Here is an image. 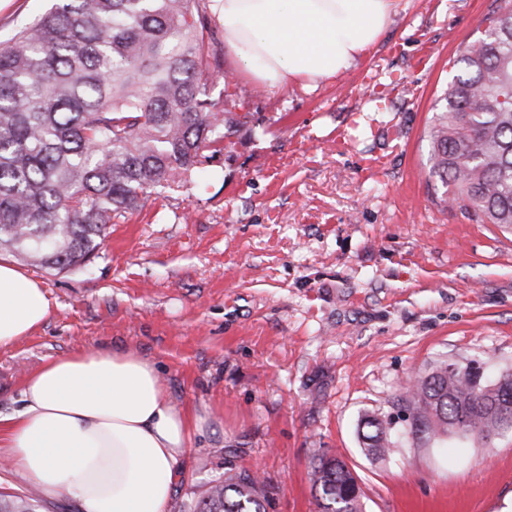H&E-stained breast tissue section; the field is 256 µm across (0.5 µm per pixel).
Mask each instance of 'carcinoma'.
I'll return each mask as SVG.
<instances>
[{
  "label": "carcinoma",
  "mask_w": 512,
  "mask_h": 512,
  "mask_svg": "<svg viewBox=\"0 0 512 512\" xmlns=\"http://www.w3.org/2000/svg\"><path fill=\"white\" fill-rule=\"evenodd\" d=\"M439 99L430 171L448 200L484 224L512 227V0H497ZM208 0H53L0 41V250L55 272L98 256L108 225L187 180L224 150V71ZM409 434L489 439L512 429V373L442 362L403 399ZM392 422L365 417L359 438L384 457ZM320 512H363L358 477L338 456L312 467ZM35 494L0 512H32ZM270 485L225 461L196 512H268Z\"/></svg>",
  "instance_id": "carcinoma-1"
}]
</instances>
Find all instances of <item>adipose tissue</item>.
<instances>
[{
	"mask_svg": "<svg viewBox=\"0 0 512 512\" xmlns=\"http://www.w3.org/2000/svg\"><path fill=\"white\" fill-rule=\"evenodd\" d=\"M401 0H209L241 77L271 87L353 68ZM52 312L33 277L0 261V347ZM0 416V461L81 512H168L181 462L210 415L175 408L153 361L100 346L51 360L23 380Z\"/></svg>",
	"mask_w": 512,
	"mask_h": 512,
	"instance_id": "obj_1",
	"label": "adipose tissue"
}]
</instances>
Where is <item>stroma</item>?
<instances>
[{
  "mask_svg": "<svg viewBox=\"0 0 512 512\" xmlns=\"http://www.w3.org/2000/svg\"><path fill=\"white\" fill-rule=\"evenodd\" d=\"M493 0H401L357 65L285 88H212L240 124L177 191L109 225L88 266L23 265L53 303L0 348V414L24 377L99 346L155 362L173 404L213 426L170 512H194L224 459L273 486L269 512H318L311 462L353 469L365 512H512V432L368 457L362 416L397 415L441 361L512 372V230L448 203L430 172L435 105ZM50 0H0V39Z\"/></svg>",
  "mask_w": 512,
  "mask_h": 512,
  "instance_id": "35a3bbf8",
  "label": "stroma"
}]
</instances>
